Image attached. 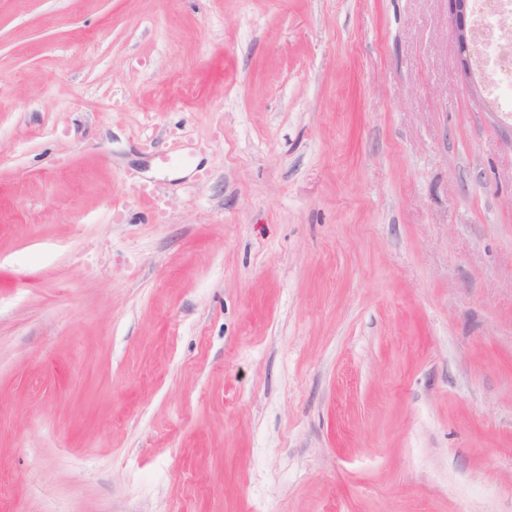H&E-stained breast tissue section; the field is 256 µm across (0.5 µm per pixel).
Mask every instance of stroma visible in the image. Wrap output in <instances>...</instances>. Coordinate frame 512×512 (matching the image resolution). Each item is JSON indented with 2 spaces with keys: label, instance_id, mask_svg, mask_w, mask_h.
Wrapping results in <instances>:
<instances>
[{
  "label": "stroma",
  "instance_id": "obj_1",
  "mask_svg": "<svg viewBox=\"0 0 512 512\" xmlns=\"http://www.w3.org/2000/svg\"><path fill=\"white\" fill-rule=\"evenodd\" d=\"M448 0H0V512H512V121ZM454 16V35L459 54L461 71L464 77L471 81L473 77L472 56L473 25L469 11V1L449 0ZM471 76V77H470Z\"/></svg>",
  "mask_w": 512,
  "mask_h": 512
}]
</instances>
